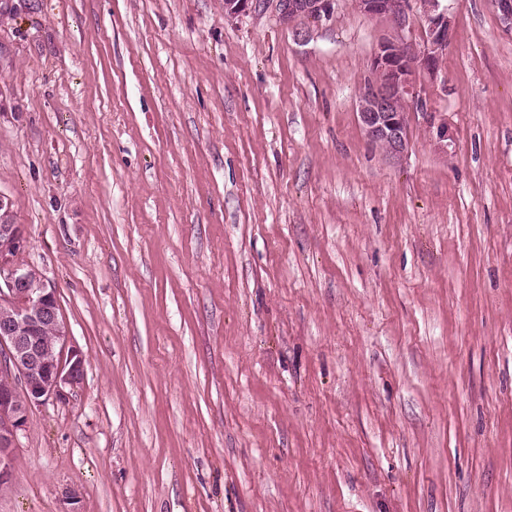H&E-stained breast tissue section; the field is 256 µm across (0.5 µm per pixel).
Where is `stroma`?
I'll return each instance as SVG.
<instances>
[{
    "instance_id": "stroma-1",
    "label": "stroma",
    "mask_w": 512,
    "mask_h": 512,
    "mask_svg": "<svg viewBox=\"0 0 512 512\" xmlns=\"http://www.w3.org/2000/svg\"><path fill=\"white\" fill-rule=\"evenodd\" d=\"M446 3L396 160L356 103L420 0H0V195L86 366L0 512H512V29ZM334 0H225V19L244 17L260 10H271L285 25L296 20L319 21L334 9ZM355 7L362 13L386 18L399 29L406 26L408 20L407 0H354Z\"/></svg>"
}]
</instances>
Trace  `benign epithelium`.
Listing matches in <instances>:
<instances>
[{
  "label": "benign epithelium",
  "mask_w": 512,
  "mask_h": 512,
  "mask_svg": "<svg viewBox=\"0 0 512 512\" xmlns=\"http://www.w3.org/2000/svg\"><path fill=\"white\" fill-rule=\"evenodd\" d=\"M443 0H422L428 35L416 50L402 39L382 41L374 54L375 78L359 94L357 114L374 144L395 158L408 147L407 115L422 105L417 77L436 72L448 49L453 19ZM335 0H224V18L270 10L279 21H319ZM362 13L386 18L399 29L408 20V0H354ZM10 202L0 195V493L12 479L8 460L29 412L50 398L65 395L84 378L83 354L63 356L65 338L55 290L21 260L26 238L21 226L6 220Z\"/></svg>",
  "instance_id": "benign-epithelium-1"
}]
</instances>
